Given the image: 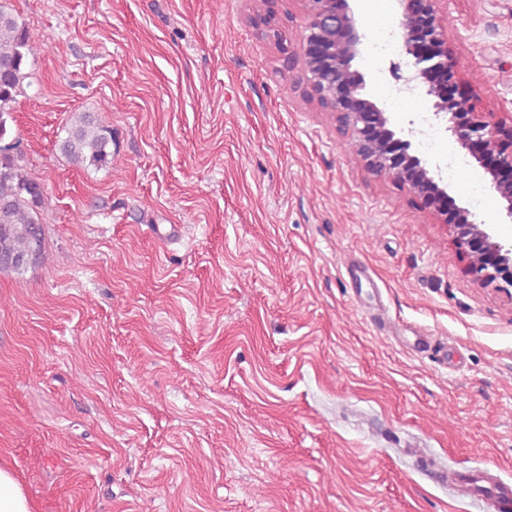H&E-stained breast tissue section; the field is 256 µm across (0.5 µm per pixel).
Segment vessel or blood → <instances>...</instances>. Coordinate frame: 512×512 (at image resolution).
<instances>
[{"mask_svg":"<svg viewBox=\"0 0 512 512\" xmlns=\"http://www.w3.org/2000/svg\"><path fill=\"white\" fill-rule=\"evenodd\" d=\"M434 478L439 484L475 495L482 512H512V483L489 470H442Z\"/></svg>","mask_w":512,"mask_h":512,"instance_id":"b4317fda","label":"vessel or blood"}]
</instances>
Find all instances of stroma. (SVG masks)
I'll return each instance as SVG.
<instances>
[{
    "mask_svg": "<svg viewBox=\"0 0 512 512\" xmlns=\"http://www.w3.org/2000/svg\"><path fill=\"white\" fill-rule=\"evenodd\" d=\"M42 36L0 145L45 190V257L0 273V467L36 512H479L512 481V291L364 169L298 60L304 0H14ZM458 86L512 113V0H440ZM403 51L353 63L387 105ZM103 111L112 165L56 148ZM410 152L494 234L477 165ZM433 478L439 484L475 495L483 512L512 511V483L494 476L487 469L442 470L435 472ZM482 482L489 486L479 485Z\"/></svg>",
    "mask_w": 512,
    "mask_h": 512,
    "instance_id": "1",
    "label": "stroma"
}]
</instances>
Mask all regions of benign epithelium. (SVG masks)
Returning a JSON list of instances; mask_svg holds the SVG:
<instances>
[{
	"label": "benign epithelium",
	"mask_w": 512,
	"mask_h": 512,
	"mask_svg": "<svg viewBox=\"0 0 512 512\" xmlns=\"http://www.w3.org/2000/svg\"><path fill=\"white\" fill-rule=\"evenodd\" d=\"M309 22L301 40V64L311 98L336 114L338 130L346 135L355 157L377 177L403 182L426 198L444 218L459 253L467 260V272L478 283L512 286V239L495 236L486 222L464 207L448 212V191L436 181L435 169L408 153L411 142L390 128L384 108L364 93L365 84L352 70L362 54L365 34L350 0H305ZM402 49L409 58L407 71L397 76L401 89L417 93L420 104L488 175L489 189L499 203V216L512 223V152L498 149L503 122L494 113L481 112L469 100L450 102L439 80L456 84L458 70L448 64V39L439 14V0H395Z\"/></svg>",
	"instance_id": "benign-epithelium-1"
}]
</instances>
